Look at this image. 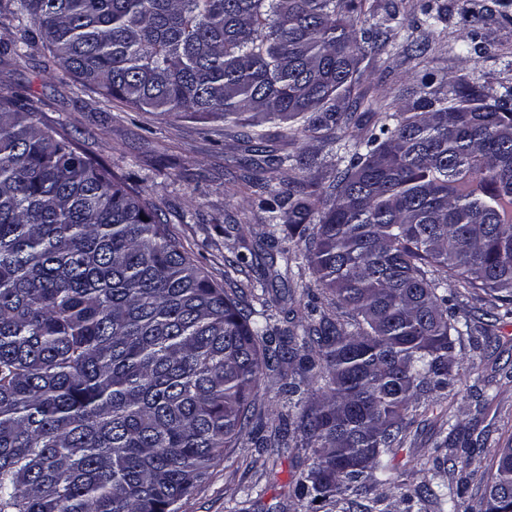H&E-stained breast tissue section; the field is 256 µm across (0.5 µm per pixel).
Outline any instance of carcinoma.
I'll return each mask as SVG.
<instances>
[{
	"mask_svg": "<svg viewBox=\"0 0 512 512\" xmlns=\"http://www.w3.org/2000/svg\"><path fill=\"white\" fill-rule=\"evenodd\" d=\"M15 2L13 54L33 46L28 19L85 88L239 125L255 153L275 121L336 145L328 186L292 178L261 210L299 235L287 261L346 320L271 324L268 301L209 280L142 191L0 95V512H176L287 360L288 411L252 433L312 450L296 485L308 512L386 476L421 397L458 374L455 344L474 340L443 289L512 317V86L426 74L362 136L340 102L372 111L361 64L402 30L395 11L358 31L366 0ZM493 467L478 512H512L511 444Z\"/></svg>",
	"mask_w": 512,
	"mask_h": 512,
	"instance_id": "obj_1",
	"label": "carcinoma"
}]
</instances>
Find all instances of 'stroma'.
Returning a JSON list of instances; mask_svg holds the SVG:
<instances>
[{"mask_svg": "<svg viewBox=\"0 0 512 512\" xmlns=\"http://www.w3.org/2000/svg\"><path fill=\"white\" fill-rule=\"evenodd\" d=\"M426 4L447 6V25L425 24ZM476 4L484 8L479 21L467 14ZM375 6L374 15L355 16V28L369 27L394 10L405 16L406 28L364 61L360 90L367 98L415 99L426 72L451 84L512 85V0H376ZM13 9L11 0H0V93L33 105L43 124L64 127L81 150L143 188L215 283L245 293L253 283L268 282L273 324L285 326L290 316L303 320L311 305L335 316L310 270L287 272L281 251L290 245L288 228L264 224L260 208L284 179L328 177L336 167L331 145L295 139L285 125L266 124L274 155L313 156L317 162L293 170L267 168L264 188L250 186L252 155L224 122L133 111L49 67L39 42L28 57L11 56ZM271 236L278 241L273 249L266 245ZM232 259L236 269L226 271ZM301 282L310 285L309 296L298 294ZM448 310L478 326L494 323L495 338L457 345L458 377L447 398L430 402L416 418L392 457L388 481L366 480L362 495L339 501L332 512H359L360 505L377 498L384 512H448L452 499L463 512L478 507L492 452L512 439V318L496 319L494 299L459 286L448 289ZM313 461L310 449L259 448L251 435H243L178 502V512H306L294 489ZM424 487L439 495V502L418 499L416 492Z\"/></svg>", "mask_w": 512, "mask_h": 512, "instance_id": "1", "label": "stroma"}]
</instances>
